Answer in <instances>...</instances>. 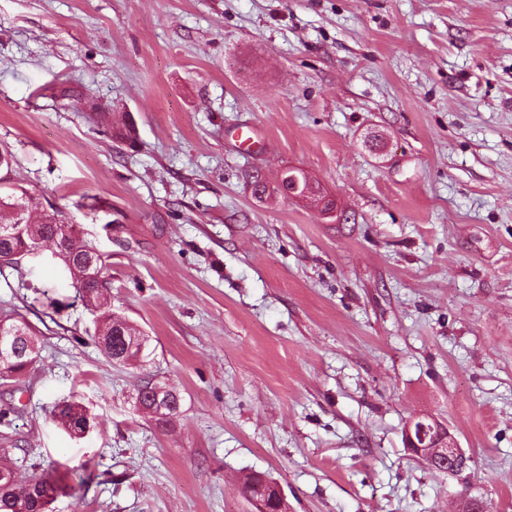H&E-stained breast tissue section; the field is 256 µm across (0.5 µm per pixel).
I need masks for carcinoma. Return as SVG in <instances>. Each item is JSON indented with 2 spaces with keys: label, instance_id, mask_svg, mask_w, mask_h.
<instances>
[{
  "label": "carcinoma",
  "instance_id": "1",
  "mask_svg": "<svg viewBox=\"0 0 512 512\" xmlns=\"http://www.w3.org/2000/svg\"><path fill=\"white\" fill-rule=\"evenodd\" d=\"M31 199L23 189L17 190L0 181V251L13 257L0 260V270L8 267L19 269L26 252L38 247L44 240L58 237L70 239V245L56 254L54 261L61 272L70 279L86 307L99 313L97 336L103 354L119 364H135L137 351H128L112 337V329L119 325L126 337L141 336L143 332L127 320L112 312L108 302L109 287L105 279L90 283L85 275V256L95 249L81 241L74 232L72 219L54 210L45 213L41 220H31ZM7 329L22 333L17 358L0 361V378L13 379L26 373L40 357L41 343L38 333L25 320H15L5 325ZM54 421L74 438L83 437L79 424L92 422L88 409L80 402L63 401L53 409ZM59 485L46 471L33 466L32 471H15L14 478L0 489V512H48L46 506L54 500Z\"/></svg>",
  "mask_w": 512,
  "mask_h": 512
}]
</instances>
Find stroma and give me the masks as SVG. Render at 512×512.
I'll return each mask as SVG.
<instances>
[{
	"mask_svg": "<svg viewBox=\"0 0 512 512\" xmlns=\"http://www.w3.org/2000/svg\"><path fill=\"white\" fill-rule=\"evenodd\" d=\"M1 145L150 337L108 362L50 251L0 274L44 345L0 380V463L52 467L51 512H255L250 472L288 512H512V0H0ZM427 415L462 474L407 451ZM54 421L71 437L81 438L83 430L79 429L81 422L91 423L92 417L88 409L80 402L63 401L53 409ZM261 486V495L258 497H251V500L256 506L257 512H270V505L275 503L279 507L277 512H282L285 508L286 501L284 494L280 486L273 481H262L258 478V475L252 474L245 477L243 481L242 491L248 496L255 495L259 491ZM249 497V496H248Z\"/></svg>",
	"mask_w": 512,
	"mask_h": 512,
	"instance_id": "35a3bbf8",
	"label": "stroma"
}]
</instances>
